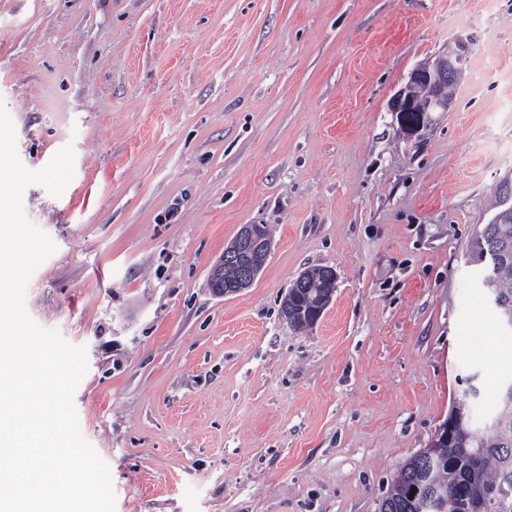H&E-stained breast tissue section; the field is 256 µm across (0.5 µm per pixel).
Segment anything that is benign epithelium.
<instances>
[{"mask_svg":"<svg viewBox=\"0 0 512 512\" xmlns=\"http://www.w3.org/2000/svg\"><path fill=\"white\" fill-rule=\"evenodd\" d=\"M467 53L466 45L459 43L456 49L416 68L408 84L392 99V111L400 115L405 132H415L428 112H446L451 103L449 89L454 87L463 74V64ZM424 87L427 95H418L417 89ZM271 253V240L260 225L245 224L241 227L232 244L213 266L210 274V288L217 296L236 294L249 287L258 276ZM233 264L239 274L233 281H224V264ZM316 289L314 301L302 305L294 311L291 299L308 289ZM336 288V272L324 268L317 273L315 281L309 280V273L299 275L294 289L287 295L282 305V316L288 323L298 322L306 327L313 326L329 305Z\"/></svg>","mask_w":512,"mask_h":512,"instance_id":"7a95c632","label":"benign epithelium"}]
</instances>
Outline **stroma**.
Listing matches in <instances>:
<instances>
[{"mask_svg":"<svg viewBox=\"0 0 512 512\" xmlns=\"http://www.w3.org/2000/svg\"><path fill=\"white\" fill-rule=\"evenodd\" d=\"M467 47L448 111L406 135L414 69ZM0 103L57 250L26 309L85 347L74 405L115 512H379L465 376L481 413L512 338L470 244L512 172V0H0ZM271 229L253 284L209 275ZM336 290L298 331L304 271ZM270 253L271 240L263 233L261 226L243 225L235 240L224 250V254L211 270L210 288L213 293L217 296H228L248 288L262 270ZM224 263L234 264L239 271L238 277L237 269ZM319 268L309 270L316 275ZM294 289L287 295L282 305V316L291 325L302 323L305 328L313 326L325 308L329 305L336 288V273L330 268H324L317 273L315 281L309 280V273L300 274L295 280ZM316 288V298L308 304H302L299 314L292 307L291 298L298 297L302 292Z\"/></svg>","mask_w":512,"mask_h":512,"instance_id":"1","label":"stroma"}]
</instances>
